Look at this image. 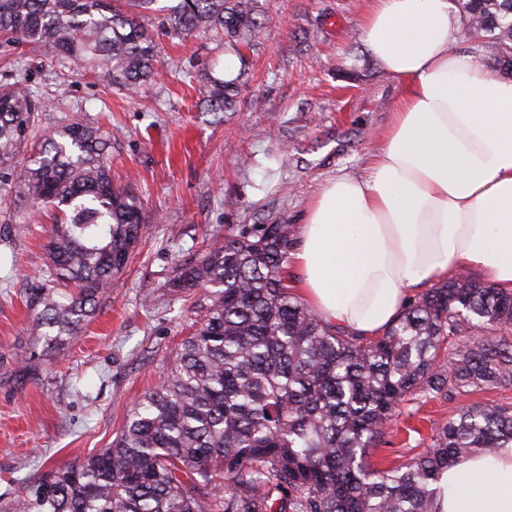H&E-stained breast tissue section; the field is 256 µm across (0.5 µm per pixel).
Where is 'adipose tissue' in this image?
<instances>
[{
    "label": "adipose tissue",
    "mask_w": 512,
    "mask_h": 512,
    "mask_svg": "<svg viewBox=\"0 0 512 512\" xmlns=\"http://www.w3.org/2000/svg\"><path fill=\"white\" fill-rule=\"evenodd\" d=\"M357 36L402 84L365 175L327 181L290 254L325 321L381 335L462 268L512 289V81L456 44L448 0H369ZM439 512H512V445L443 475Z\"/></svg>",
    "instance_id": "ef3b65f1"
}]
</instances>
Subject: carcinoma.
Segmentation results:
<instances>
[{"label": "carcinoma", "mask_w": 512, "mask_h": 512, "mask_svg": "<svg viewBox=\"0 0 512 512\" xmlns=\"http://www.w3.org/2000/svg\"><path fill=\"white\" fill-rule=\"evenodd\" d=\"M155 0H0V40L30 43L104 86L155 76L158 40L200 31L259 44V0H179L154 31ZM470 37L488 36L512 78V0H453ZM0 85V205L56 215L48 283L33 288L28 364L60 363L139 241L142 201L112 182V132L80 107L37 139L46 98L21 59ZM247 75L204 76L211 112L235 109ZM292 224L230 231L179 265L170 287L206 290L191 332L107 448L21 479L0 512H438L436 484L474 451L512 443V410L469 405L417 453L375 461L401 408L512 388V291L455 274L410 299L383 335L328 324L291 292Z\"/></svg>", "instance_id": "obj_1"}]
</instances>
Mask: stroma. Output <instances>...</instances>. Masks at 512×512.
Segmentation results:
<instances>
[{"instance_id": "obj_1", "label": "stroma", "mask_w": 512, "mask_h": 512, "mask_svg": "<svg viewBox=\"0 0 512 512\" xmlns=\"http://www.w3.org/2000/svg\"><path fill=\"white\" fill-rule=\"evenodd\" d=\"M267 18L260 43L245 50L249 76L231 112L200 102L203 74L223 76L226 52L207 34L160 38L154 81L137 97L59 66L36 46L0 49V85L21 58L32 89L49 104L38 127L67 123L79 103L117 135L112 175L131 179L145 223L124 274L63 367L24 371L30 347V288L44 281L52 213L20 204V223L0 213V496L19 480L108 447L134 401L154 387L195 314L196 295L168 282L229 229L301 224L326 181L363 174L390 123L399 81L383 71L354 27L367 0H260ZM459 402L430 401L399 415L393 448L428 442Z\"/></svg>"}]
</instances>
